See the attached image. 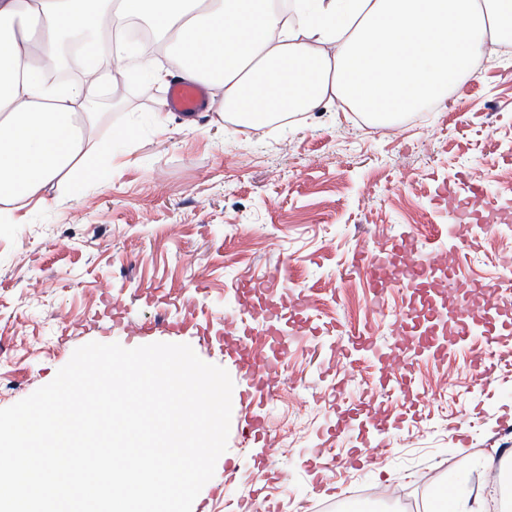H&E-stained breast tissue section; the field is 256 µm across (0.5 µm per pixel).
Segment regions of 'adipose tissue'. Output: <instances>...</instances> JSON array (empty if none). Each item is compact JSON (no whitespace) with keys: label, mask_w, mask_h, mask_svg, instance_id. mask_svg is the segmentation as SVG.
<instances>
[{"label":"adipose tissue","mask_w":512,"mask_h":512,"mask_svg":"<svg viewBox=\"0 0 512 512\" xmlns=\"http://www.w3.org/2000/svg\"><path fill=\"white\" fill-rule=\"evenodd\" d=\"M150 20L172 72L211 91V109L245 128L343 106L388 119L441 102L486 55L512 42V0H0V222L41 206L51 187L106 183L91 109L128 71L86 56L85 79L50 83L67 34Z\"/></svg>","instance_id":"adipose-tissue-1"}]
</instances>
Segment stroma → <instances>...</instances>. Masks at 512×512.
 <instances>
[{"instance_id":"obj_1","label":"stroma","mask_w":512,"mask_h":512,"mask_svg":"<svg viewBox=\"0 0 512 512\" xmlns=\"http://www.w3.org/2000/svg\"><path fill=\"white\" fill-rule=\"evenodd\" d=\"M166 92L128 83L100 113L110 183L51 191L44 207L20 209L21 223H0V408L88 342L186 343L234 382L227 449L192 512H427L437 481L496 512L486 479L512 456V331L486 356L452 337L421 353L399 324L414 299L398 266L375 286L353 260L443 246L426 225L467 210L454 292L476 312L512 315V296L485 291L512 270V57L482 61L441 106L364 124L323 110L238 129L207 111L194 128L160 130ZM243 280L274 281L279 312L306 307L304 326L284 331L272 399H241L235 352L265 338L242 312ZM238 315L241 335L224 323ZM357 333L382 352L408 344L409 391L352 354ZM357 410L386 423L385 447L363 430L333 436Z\"/></svg>"}]
</instances>
